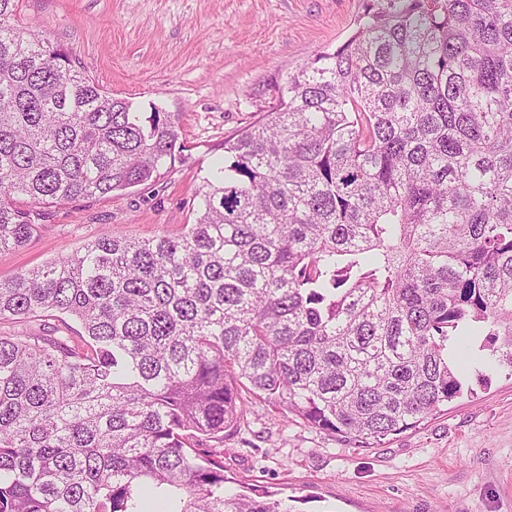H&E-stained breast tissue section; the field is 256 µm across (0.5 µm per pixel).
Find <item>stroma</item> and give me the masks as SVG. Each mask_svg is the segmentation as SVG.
Returning a JSON list of instances; mask_svg holds the SVG:
<instances>
[{
    "label": "stroma",
    "mask_w": 512,
    "mask_h": 512,
    "mask_svg": "<svg viewBox=\"0 0 512 512\" xmlns=\"http://www.w3.org/2000/svg\"><path fill=\"white\" fill-rule=\"evenodd\" d=\"M366 0H23L76 69L138 111L174 115L184 148L155 183L48 208L37 233L0 250V280L72 254L105 230L179 235L225 140L272 104L267 83L343 43ZM474 391L374 448L250 400L236 433L206 449L228 491L264 486L297 512H512V369L477 363Z\"/></svg>",
    "instance_id": "stroma-1"
}]
</instances>
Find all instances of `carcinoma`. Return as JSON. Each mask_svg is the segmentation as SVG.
I'll list each match as a JSON object with an SVG mask.
<instances>
[{
	"mask_svg": "<svg viewBox=\"0 0 512 512\" xmlns=\"http://www.w3.org/2000/svg\"><path fill=\"white\" fill-rule=\"evenodd\" d=\"M0 0V250L42 208L160 179L171 115L75 69ZM224 141L177 237L110 231L0 280V512H293L201 452L242 392L359 448L512 367V0H369ZM73 318L76 329L67 323Z\"/></svg>",
	"mask_w": 512,
	"mask_h": 512,
	"instance_id": "carcinoma-1",
	"label": "carcinoma"
}]
</instances>
